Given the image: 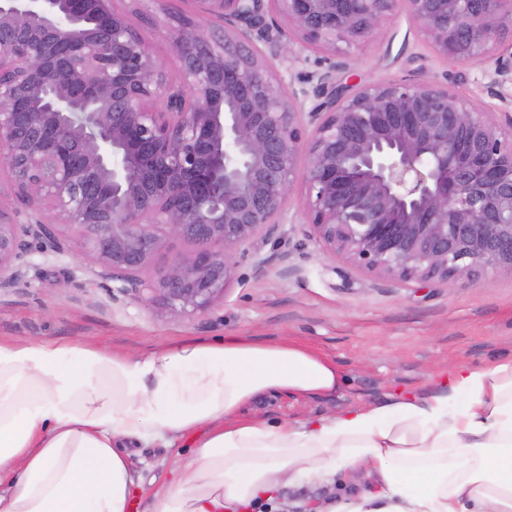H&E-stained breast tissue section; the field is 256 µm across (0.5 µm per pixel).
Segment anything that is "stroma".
I'll return each mask as SVG.
<instances>
[{
	"label": "stroma",
	"mask_w": 512,
	"mask_h": 512,
	"mask_svg": "<svg viewBox=\"0 0 512 512\" xmlns=\"http://www.w3.org/2000/svg\"><path fill=\"white\" fill-rule=\"evenodd\" d=\"M139 30L152 56L170 78L178 63L168 38L150 23L151 0H116ZM341 65L337 82L358 73L363 82L420 83L441 79L449 69L407 11L336 55L326 47L293 48L275 57L274 71L294 91L311 89V75L325 59ZM454 90L489 112L503 108L489 91L488 65L474 61L454 69ZM295 189L285 237L261 242L242 258L223 299L207 312L174 317L136 301L89 258L32 241L22 276L0 288V339L75 340L110 351L146 353L183 339L211 341L248 336L260 344L302 343L336 365L342 387L336 395L279 393L245 406L241 417L271 422L306 421L376 403L389 395L430 391L433 375L456 364L489 366L512 359V273L473 283H402L356 269L323 251ZM186 443H154L131 450L136 476L135 512H149L165 489ZM354 484L312 482L282 489L271 512H304L309 503L340 499L365 489Z\"/></svg>",
	"instance_id": "1"
}]
</instances>
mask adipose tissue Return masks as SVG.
<instances>
[{"label":"adipose tissue","mask_w":512,"mask_h":512,"mask_svg":"<svg viewBox=\"0 0 512 512\" xmlns=\"http://www.w3.org/2000/svg\"><path fill=\"white\" fill-rule=\"evenodd\" d=\"M335 364L283 342L184 340L143 354L0 341V512H132L129 443L188 441L151 512H245L288 484L360 473L321 512H512V361L434 392L298 423L239 417L267 394L332 395Z\"/></svg>","instance_id":"ef3b65f1"}]
</instances>
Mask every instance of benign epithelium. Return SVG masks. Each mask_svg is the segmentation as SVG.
Instances as JSON below:
<instances>
[{
	"instance_id": "benign-epithelium-1",
	"label": "benign epithelium",
	"mask_w": 512,
	"mask_h": 512,
	"mask_svg": "<svg viewBox=\"0 0 512 512\" xmlns=\"http://www.w3.org/2000/svg\"><path fill=\"white\" fill-rule=\"evenodd\" d=\"M114 2L0 0V173L54 213L21 224L0 205V288L21 276L26 238L63 240L134 299L205 312L238 250L295 223L299 184L316 241L359 270L444 284L512 272V111L491 121L449 72L338 87L333 62L297 93L267 63L287 37L275 14L336 52L404 6L449 65L485 59L492 84L512 83V0H195L196 16L156 0L174 82ZM169 237L193 250L140 279Z\"/></svg>"
}]
</instances>
